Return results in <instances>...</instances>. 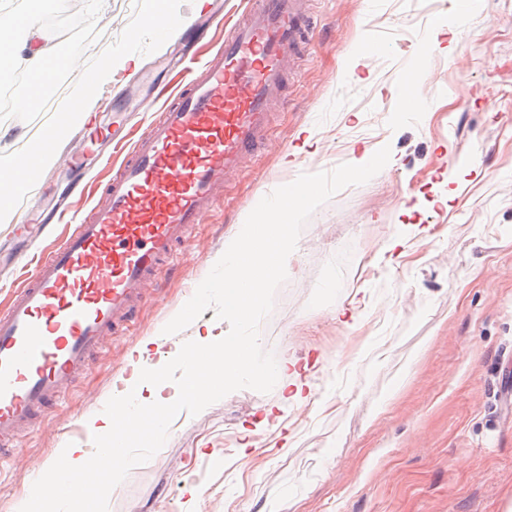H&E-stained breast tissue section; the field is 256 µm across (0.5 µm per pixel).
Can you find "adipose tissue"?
<instances>
[{
	"label": "adipose tissue",
	"instance_id": "1",
	"mask_svg": "<svg viewBox=\"0 0 512 512\" xmlns=\"http://www.w3.org/2000/svg\"><path fill=\"white\" fill-rule=\"evenodd\" d=\"M10 53L16 63L35 68L53 56L54 47L43 25L33 21L11 40ZM195 343L219 350L226 375L242 376L255 367L250 352L242 350L233 337L214 332L213 328L198 332ZM150 351L151 343L145 340L130 353L133 370L125 379L123 389L117 391L112 399L114 411L131 407L140 415L150 417L160 412L169 414L182 405L204 401L205 395L192 376H185L180 384L166 385L157 371L148 365Z\"/></svg>",
	"mask_w": 512,
	"mask_h": 512
}]
</instances>
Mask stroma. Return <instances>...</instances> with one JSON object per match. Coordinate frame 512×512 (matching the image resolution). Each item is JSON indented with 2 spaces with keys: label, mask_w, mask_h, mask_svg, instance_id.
<instances>
[{
  "label": "stroma",
  "mask_w": 512,
  "mask_h": 512,
  "mask_svg": "<svg viewBox=\"0 0 512 512\" xmlns=\"http://www.w3.org/2000/svg\"><path fill=\"white\" fill-rule=\"evenodd\" d=\"M82 23L58 20L71 45L62 96L96 83L105 60L112 80L62 150L92 158L109 138L105 107L139 67L177 49L182 28L157 41L147 0H83ZM512 0H479L445 16L439 0H316L302 58L287 78L262 155L247 159L188 252L161 268L132 323L109 337L89 368L20 439L0 467V512H19L56 449L92 448L90 420L107 415L131 370L129 352L152 340L163 366L173 344L216 324L206 310L178 333L163 327L193 296L224 252L253 199L300 174L362 165L383 146L388 164L349 186L307 221L286 266L288 278L260 326L262 347L296 361L309 400L280 389H241L195 416L179 413L163 448L111 493L108 512H512V407L496 385L512 355ZM60 119L52 110H14L0 124L18 157ZM60 165L31 175L5 206L0 245L15 264L0 268L6 303L31 254L64 231L40 228L43 201L67 190ZM430 227L420 238V227ZM401 257L384 252L397 235ZM362 242L375 276L354 281L333 255ZM356 315L345 327L337 309ZM269 437L265 450L260 438Z\"/></svg>",
  "instance_id": "obj_1"
}]
</instances>
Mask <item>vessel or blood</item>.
Wrapping results in <instances>:
<instances>
[{"label": "vessel or blood", "instance_id": "1", "mask_svg": "<svg viewBox=\"0 0 512 512\" xmlns=\"http://www.w3.org/2000/svg\"><path fill=\"white\" fill-rule=\"evenodd\" d=\"M312 10V0H250L0 312V459L132 319L156 269L178 260L192 227L260 152Z\"/></svg>", "mask_w": 512, "mask_h": 512}]
</instances>
